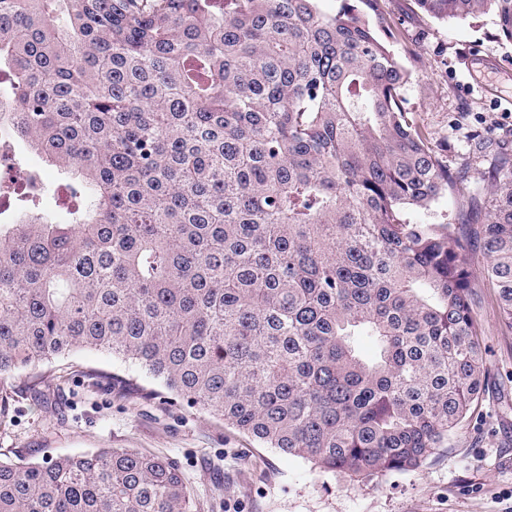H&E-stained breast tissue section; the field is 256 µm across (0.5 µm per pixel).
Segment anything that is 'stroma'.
<instances>
[{"instance_id":"obj_1","label":"stroma","mask_w":512,"mask_h":512,"mask_svg":"<svg viewBox=\"0 0 512 512\" xmlns=\"http://www.w3.org/2000/svg\"><path fill=\"white\" fill-rule=\"evenodd\" d=\"M361 12L401 31L391 48L411 75L404 106L429 132L461 194L491 185L493 156L474 158L475 133L512 152V40L493 12L441 20L416 0H368ZM489 379L474 415L419 469L368 480L326 473L264 447L215 413L156 396L157 382L111 355L78 350L0 381V456L39 462L97 448L176 461L195 512H512V328L495 293L474 290Z\"/></svg>"}]
</instances>
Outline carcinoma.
Segmentation results:
<instances>
[{
	"label": "carcinoma",
	"mask_w": 512,
	"mask_h": 512,
	"mask_svg": "<svg viewBox=\"0 0 512 512\" xmlns=\"http://www.w3.org/2000/svg\"><path fill=\"white\" fill-rule=\"evenodd\" d=\"M437 18L512 0H417ZM399 36L319 0H0V136L64 171L66 223L0 184V380L106 351L267 448L369 479L421 467L489 370L461 253L512 328V154L457 192L403 106ZM368 337L375 355L365 358ZM0 512H194L130 448L0 459ZM459 208V195L445 194L434 201L426 210L411 214L410 220L417 224L454 223Z\"/></svg>",
	"instance_id": "cac0c4a2"
}]
</instances>
